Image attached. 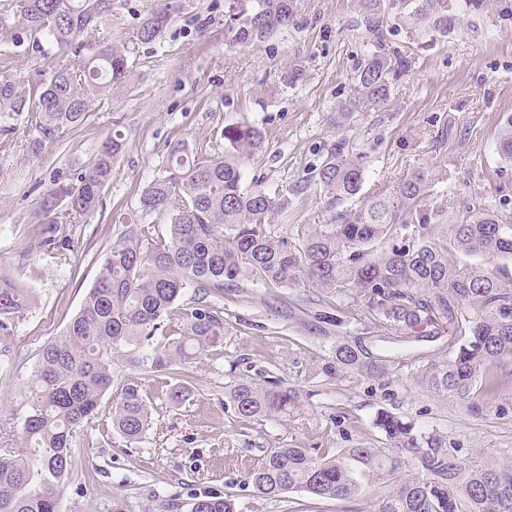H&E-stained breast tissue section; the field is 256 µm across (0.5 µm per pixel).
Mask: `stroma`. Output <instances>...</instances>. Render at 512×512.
Here are the masks:
<instances>
[{
  "label": "stroma",
  "mask_w": 512,
  "mask_h": 512,
  "mask_svg": "<svg viewBox=\"0 0 512 512\" xmlns=\"http://www.w3.org/2000/svg\"><path fill=\"white\" fill-rule=\"evenodd\" d=\"M157 0H116L99 37L129 43L131 77L84 122L32 155L35 132L26 115L10 119L0 134V268L34 298L33 307L0 329V446L21 447V418L39 353L62 335L79 311L98 271V257L117 241L123 225L164 227L157 215L138 210L142 188L162 175L170 149L181 142L217 156L224 153L225 125L244 123L264 132L262 152L244 163L245 187L276 189L309 178L324 145L345 136L367 153L360 199L389 191L415 167L434 169L425 202L446 216L494 205L512 210V162L500 156V129L512 115V0H448L454 28L416 39L397 28L390 46L412 57L387 104L357 114L345 128L327 117L350 90L366 43L354 0H295L288 31L246 46L230 45L228 0H182L150 44L131 40L139 19ZM48 43L13 58L12 75L22 88L43 82L55 63ZM301 75L286 84L292 69ZM126 146L93 214L66 223L65 248L43 243V201L56 183L75 181L113 128ZM326 198L308 191L274 229L296 234L298 226L327 223ZM224 358L195 364L189 399L171 404L152 398L155 423L144 444L127 447L100 421L86 424L62 492L63 512H188L193 497L225 492L240 512H293L294 494L275 498L245 482L249 467L270 449L292 444L342 448L347 442L380 446L374 425L379 409L414 419L463 456L484 464H512V391L502 392L484 414L422 389L400 371L391 382L323 367L337 343L368 333L364 299L331 296L312 286L280 288L242 282L225 292ZM280 380L300 389L288 421H242L224 395L230 381Z\"/></svg>",
  "instance_id": "1"
}]
</instances>
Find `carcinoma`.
I'll list each match as a JSON object with an SVG mask.
<instances>
[{
	"instance_id": "obj_1",
	"label": "carcinoma",
	"mask_w": 512,
	"mask_h": 512,
	"mask_svg": "<svg viewBox=\"0 0 512 512\" xmlns=\"http://www.w3.org/2000/svg\"><path fill=\"white\" fill-rule=\"evenodd\" d=\"M6 0L0 4V43L12 52L45 41L58 52L51 75L28 94L8 74L11 56L0 59V121L30 114L43 143L83 122L91 106L109 98L129 77V47L96 40L91 33L112 17L114 0ZM228 7L233 44L265 39L294 22L293 0H253L251 11ZM359 25L372 36L359 63L352 94L330 113L344 127L356 114L385 104L395 81L411 69L410 57L386 46L391 0H356ZM181 8L160 0L136 28L143 44L155 41ZM19 12L22 25L7 23ZM421 19L444 34L452 19L447 0H420L408 27ZM224 155L205 156L186 144L173 146L165 174L141 192L147 214H165L163 232L149 224H125L119 241L102 257L79 312L62 336L40 351L31 396L23 417L24 449L0 448V512H61V495L71 472L80 428L99 416L103 397L118 392L109 412L112 431L129 445L145 441L151 423L143 384L118 376L126 367L166 388L173 403L189 396L193 364L224 354V315L214 298L242 280L285 288L308 285L333 295L353 291L375 315L402 335L422 325L448 333V356L415 373L424 389L465 405L479 415L507 389L498 366L512 360V274L508 267L469 263L456 255L512 261V213L494 206L468 211L438 241L397 238V225L428 226L442 211L422 203L432 171L419 167L388 192L338 209L356 198L367 171V154L345 137L325 148L322 162L306 180L273 191L243 186L244 160L261 152L264 135L248 124L222 131ZM126 146L119 129L102 143L76 182L48 191L44 209L63 207L67 217L98 209L112 167ZM498 152L512 161V116L500 131ZM328 199L330 218L293 236L278 235L271 219L288 211L293 198L311 186ZM44 244H66L61 225L48 220ZM193 298L184 302L187 292ZM33 296L0 268V327L31 308ZM361 341L336 345L325 367L371 380L390 378L398 364L382 346ZM238 418L284 421L298 408L299 390L239 380L225 387ZM376 427L390 443L372 448H273L248 470L247 480L264 496L300 493L313 501L349 502L378 492L374 512H512V465L476 463L436 432L386 409ZM190 512H239L235 495L196 496Z\"/></svg>"
}]
</instances>
